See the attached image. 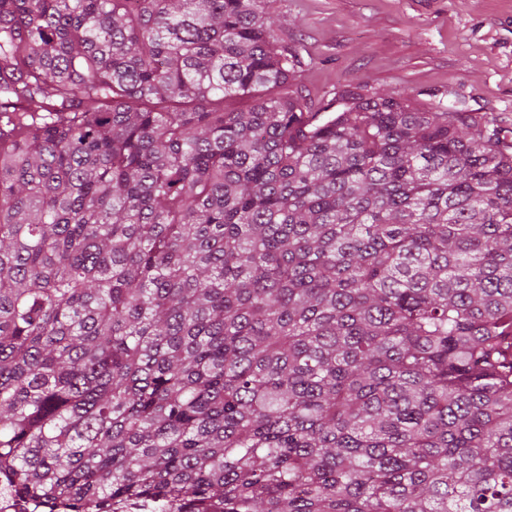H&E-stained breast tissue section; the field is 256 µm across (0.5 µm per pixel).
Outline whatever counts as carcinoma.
<instances>
[{"instance_id": "cac0c4a2", "label": "carcinoma", "mask_w": 512, "mask_h": 512, "mask_svg": "<svg viewBox=\"0 0 512 512\" xmlns=\"http://www.w3.org/2000/svg\"><path fill=\"white\" fill-rule=\"evenodd\" d=\"M297 65L270 0H0V494L512 512V143Z\"/></svg>"}]
</instances>
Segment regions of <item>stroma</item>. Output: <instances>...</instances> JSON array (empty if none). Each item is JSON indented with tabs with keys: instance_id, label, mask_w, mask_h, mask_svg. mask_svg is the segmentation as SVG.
Masks as SVG:
<instances>
[{
	"instance_id": "stroma-1",
	"label": "stroma",
	"mask_w": 512,
	"mask_h": 512,
	"mask_svg": "<svg viewBox=\"0 0 512 512\" xmlns=\"http://www.w3.org/2000/svg\"><path fill=\"white\" fill-rule=\"evenodd\" d=\"M270 11L312 103L358 84L494 119L512 141V0H272Z\"/></svg>"
}]
</instances>
